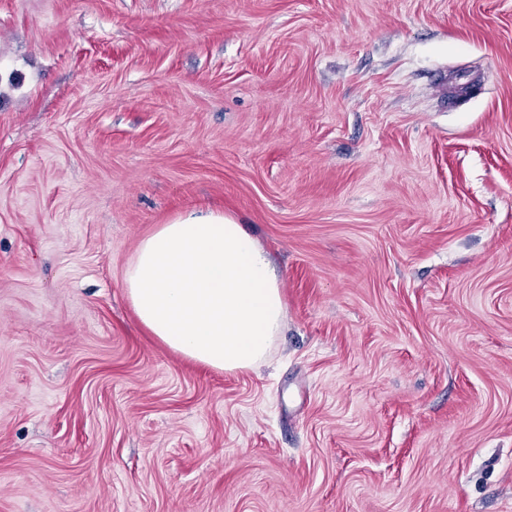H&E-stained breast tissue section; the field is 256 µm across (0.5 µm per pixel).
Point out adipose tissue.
Here are the masks:
<instances>
[{"label": "adipose tissue", "mask_w": 512, "mask_h": 512, "mask_svg": "<svg viewBox=\"0 0 512 512\" xmlns=\"http://www.w3.org/2000/svg\"><path fill=\"white\" fill-rule=\"evenodd\" d=\"M123 282L152 336L218 370L261 362L285 318L268 254L221 213L191 211L160 225L140 241Z\"/></svg>", "instance_id": "ef3b65f1"}]
</instances>
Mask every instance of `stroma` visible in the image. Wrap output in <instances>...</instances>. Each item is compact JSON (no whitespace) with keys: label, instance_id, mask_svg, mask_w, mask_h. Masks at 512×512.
<instances>
[{"label":"stroma","instance_id":"1","mask_svg":"<svg viewBox=\"0 0 512 512\" xmlns=\"http://www.w3.org/2000/svg\"><path fill=\"white\" fill-rule=\"evenodd\" d=\"M189 211L254 368L126 296ZM0 512H512V0H0ZM123 282L152 336L218 370L261 362L285 318L268 254L224 213L191 211L161 224L140 241Z\"/></svg>","mask_w":512,"mask_h":512}]
</instances>
